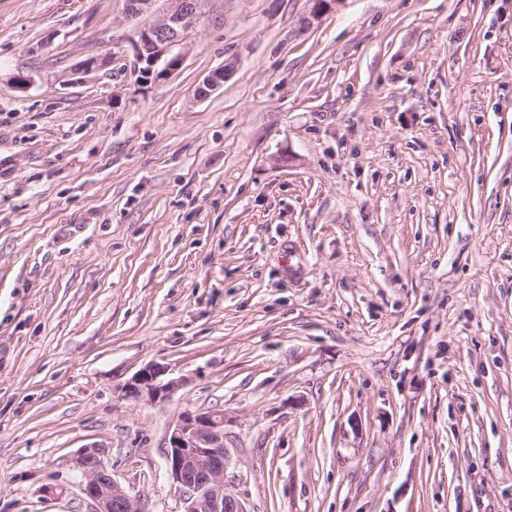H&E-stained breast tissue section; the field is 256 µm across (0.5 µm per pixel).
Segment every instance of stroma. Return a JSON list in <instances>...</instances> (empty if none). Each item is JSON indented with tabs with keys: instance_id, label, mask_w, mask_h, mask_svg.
<instances>
[{
	"instance_id": "1",
	"label": "stroma",
	"mask_w": 512,
	"mask_h": 512,
	"mask_svg": "<svg viewBox=\"0 0 512 512\" xmlns=\"http://www.w3.org/2000/svg\"><path fill=\"white\" fill-rule=\"evenodd\" d=\"M165 8L0 0V512L92 444L182 512L187 409L250 512H512V0H209L147 80ZM167 367L150 364L140 369L123 385V395L150 402L166 400L177 387L173 379L165 381Z\"/></svg>"
}]
</instances>
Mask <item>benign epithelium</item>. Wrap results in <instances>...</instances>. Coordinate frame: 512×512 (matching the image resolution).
Wrapping results in <instances>:
<instances>
[{
  "label": "benign epithelium",
  "mask_w": 512,
  "mask_h": 512,
  "mask_svg": "<svg viewBox=\"0 0 512 512\" xmlns=\"http://www.w3.org/2000/svg\"><path fill=\"white\" fill-rule=\"evenodd\" d=\"M156 0H127V15L138 18L151 12ZM167 8L155 21L138 33L136 56L143 64L141 73L161 78L178 70L183 57L173 53L182 45L189 30L206 14L208 0H166ZM164 67L156 71L159 61ZM232 68L227 66L208 75L196 90L203 99L224 84ZM167 367L150 364L123 385V395L150 402L167 399L177 382L164 379ZM165 463L178 490L182 512H249L245 502L228 491L225 483L227 456L224 448V416L197 410L182 412L165 439ZM79 491L88 502L89 512H148V501L131 494L112 473L106 449L87 446L72 459Z\"/></svg>",
  "instance_id": "7a95c632"
}]
</instances>
